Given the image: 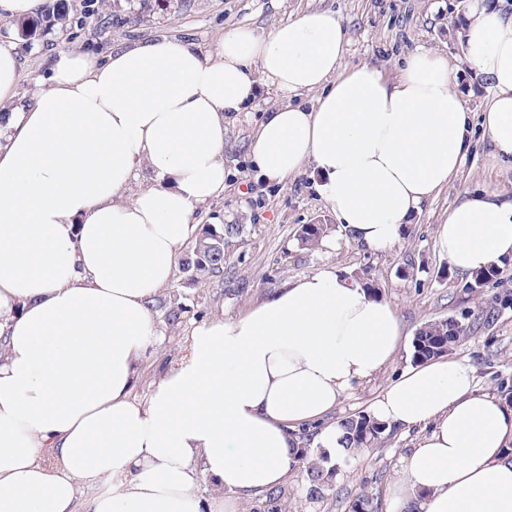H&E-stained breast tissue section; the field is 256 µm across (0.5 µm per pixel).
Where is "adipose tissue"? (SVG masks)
I'll return each mask as SVG.
<instances>
[{"instance_id":"obj_1","label":"adipose tissue","mask_w":512,"mask_h":512,"mask_svg":"<svg viewBox=\"0 0 512 512\" xmlns=\"http://www.w3.org/2000/svg\"><path fill=\"white\" fill-rule=\"evenodd\" d=\"M459 36L493 90L483 136L512 159V14L482 0ZM344 44L336 16L311 11L223 32L206 52L166 35L62 50L27 103L0 46V512H244L287 482L304 427L342 456L328 417L393 361L401 327L332 268L192 328L177 364L133 391L160 340L157 298L200 232L193 214L224 193V124L261 84L286 97L251 144L261 175L283 183L314 163L319 195L370 249L393 247L458 172L471 114L447 57L412 53L391 80L342 70ZM438 244L459 273L500 265L512 200L466 197ZM368 413L425 431L388 512H512V407L477 392L469 364L410 366ZM92 484L103 492L82 498Z\"/></svg>"}]
</instances>
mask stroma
<instances>
[{"instance_id": "stroma-1", "label": "stroma", "mask_w": 512, "mask_h": 512, "mask_svg": "<svg viewBox=\"0 0 512 512\" xmlns=\"http://www.w3.org/2000/svg\"><path fill=\"white\" fill-rule=\"evenodd\" d=\"M474 0H46L43 11L25 20L0 19V45L13 48L20 61L17 96L32 99L35 79L44 74L51 55L78 48L105 53L126 42L160 33L188 39L200 47L236 27L264 32L301 13L329 11L345 32L343 64H371L395 78L398 62L424 47L454 64L453 87L465 106L480 112L491 87L476 77L463 57L459 28ZM283 97L275 88L262 92L251 111L224 125V195L195 213L202 224L220 218L241 225V233L224 246V276L190 281L175 268L168 291L178 292L185 310L177 325L166 326L159 352L142 366L139 390L183 353L193 324L217 317L237 318L285 282L326 267L343 277L371 282L378 298L395 311L403 337L392 364L372 381L342 396L333 420L367 411L369 405L406 367L413 365V339L425 323L455 317L472 321L478 303L464 290L466 275L450 271L437 243L440 224L466 195L495 192L512 196V162L493 156L480 127H473L470 149L457 175L428 200L397 244L373 251L350 240L314 187L313 165L286 184L261 178L250 157L254 134L266 112ZM306 224L329 225L326 243L301 245ZM469 363L478 391L496 392L512 383V309L501 311L489 327L476 329L449 353ZM421 438L419 431L397 429L382 446L359 458H341L322 494L310 491L305 465H298L281 492L291 512H352L360 493L387 505L388 490L402 472V459Z\"/></svg>"}]
</instances>
